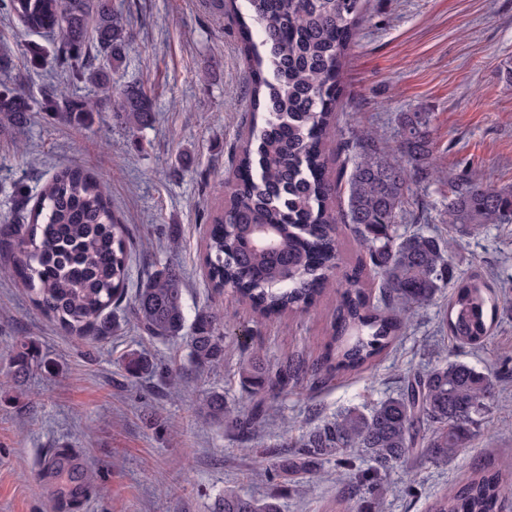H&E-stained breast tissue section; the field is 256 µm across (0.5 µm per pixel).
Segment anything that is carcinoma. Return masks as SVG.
Returning <instances> with one entry per match:
<instances>
[{
	"label": "carcinoma",
	"mask_w": 512,
	"mask_h": 512,
	"mask_svg": "<svg viewBox=\"0 0 512 512\" xmlns=\"http://www.w3.org/2000/svg\"><path fill=\"white\" fill-rule=\"evenodd\" d=\"M222 5L239 15L241 52L252 74V119L237 159V182L213 216L205 266L213 287L229 288L255 314L278 319L314 307L343 283L322 361L301 353L271 366L258 354L238 366L248 402L231 408L220 392L208 393L200 412L230 424L239 442L258 436L277 413L278 398L296 389L314 391L340 373L369 369L387 354L420 309L441 288L453 294L443 319L451 339L472 348L490 343L487 281L480 274L455 277L452 247L458 236L486 224H512V185L483 180L448 185L444 220L448 235L398 233L412 185L437 176L432 119L415 110L399 115V139L391 147L376 131L361 129L345 144L351 167L334 207L337 183L327 173L325 141L336 122L345 59L366 0H238ZM30 30H59L56 61L70 81L88 83L106 97L42 95L39 111L59 115L78 128L97 112L122 114L134 127L147 120L151 100L143 87H118L112 78L129 48L127 20L112 0H0ZM256 24L251 29L247 20ZM33 101L0 88V128L26 120ZM351 225L365 259L341 275L337 224ZM18 258L11 273L27 282L33 303L68 335L102 338L112 330V307L130 299L138 330L151 340L183 336L186 315L179 271L164 268L128 296L129 255L123 225L112 216L99 179L79 167L57 171L42 187L30 222L15 228ZM376 282L373 304L368 280ZM191 360L199 371L224 360V322L201 311L191 323ZM129 376L151 373L143 350L124 357ZM506 380L495 367L479 370L463 362H440L407 374L401 391L371 406L344 408L298 428L280 447L289 452L257 478L310 473L333 458L351 494L346 512H357L360 494L381 512L382 474L412 457L446 463L469 447L490 424ZM512 490L503 468L489 464L465 483L446 490L428 512H502ZM213 512H281L275 498L255 499L227 489Z\"/></svg>",
	"instance_id": "obj_1"
}]
</instances>
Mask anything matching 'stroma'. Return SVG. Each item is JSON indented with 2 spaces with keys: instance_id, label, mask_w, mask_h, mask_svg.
Listing matches in <instances>:
<instances>
[{
  "instance_id": "35a3bbf8",
  "label": "stroma",
  "mask_w": 512,
  "mask_h": 512,
  "mask_svg": "<svg viewBox=\"0 0 512 512\" xmlns=\"http://www.w3.org/2000/svg\"><path fill=\"white\" fill-rule=\"evenodd\" d=\"M129 22L130 45L114 75L151 96L144 125L132 128L112 112L97 113L91 129L46 119L40 112L0 133V267L16 258L11 227L23 223L27 200L64 166H79L107 186L112 212L127 227L130 288L170 267L183 278L187 313L209 311L229 319L220 368L199 372L186 339L144 342L127 304L112 310L111 336L91 343L68 336L37 310L29 288L0 275V512H212L224 490L263 498L278 495L283 512H336L347 492L332 462L316 476L291 477L287 487L253 478L256 461L272 462L289 425L318 410L339 409L395 395L407 373L439 361L512 369V224H490L458 239L459 275L480 273L496 308L493 345L483 352L453 343L440 323L451 296L411 320L393 350L366 372L339 375L323 390L293 391L278 400L245 453L230 428L198 410L209 392L238 403L235 377L241 357L260 353L275 364L304 352L320 360L329 339L335 292L308 313L260 319L231 289L212 288L202 264L207 228L235 182L238 138L251 119L248 73L240 53L235 13L215 0H112ZM55 35L25 28L0 13V44L12 51L18 92L40 99L51 85L65 99L91 95L87 84H65L53 58ZM37 49L39 62L29 51ZM512 0H367L356 44L347 58L344 93L336 107L335 140L372 127L398 138L400 113L432 115L436 164L444 178L412 187V213L421 228L441 226L449 182L483 179L512 185ZM146 345L159 373L131 379L118 363ZM26 355L29 368L16 373ZM179 369L177 386L164 373ZM494 428L477 436L445 464L409 460L387 474L383 512H427L446 488L466 482L487 459L512 461V383L501 391ZM74 458L75 478L50 463L61 451Z\"/></svg>"
}]
</instances>
